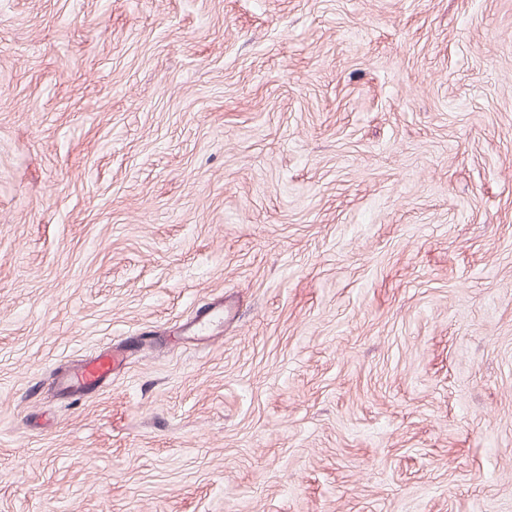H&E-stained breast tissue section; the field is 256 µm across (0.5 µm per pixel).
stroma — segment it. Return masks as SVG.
Instances as JSON below:
<instances>
[{"label":"stroma","instance_id":"stroma-1","mask_svg":"<svg viewBox=\"0 0 512 512\" xmlns=\"http://www.w3.org/2000/svg\"><path fill=\"white\" fill-rule=\"evenodd\" d=\"M0 512H512V0H0ZM123 361L112 349L106 354L82 362L76 369L56 377L57 387L61 391H89L112 375V366L116 368Z\"/></svg>","mask_w":512,"mask_h":512}]
</instances>
